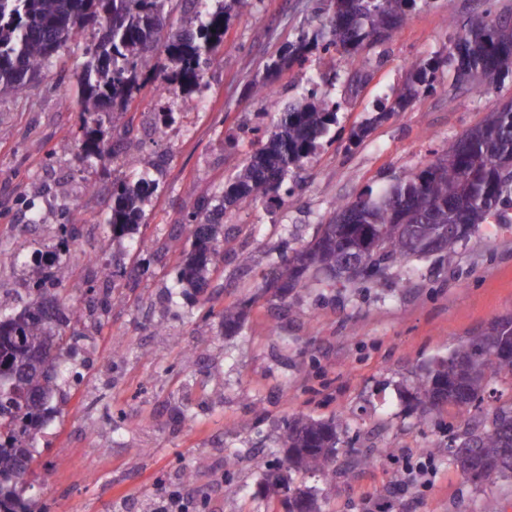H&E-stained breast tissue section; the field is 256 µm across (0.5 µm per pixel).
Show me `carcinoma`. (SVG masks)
Here are the masks:
<instances>
[{
	"label": "carcinoma",
	"mask_w": 512,
	"mask_h": 512,
	"mask_svg": "<svg viewBox=\"0 0 512 512\" xmlns=\"http://www.w3.org/2000/svg\"><path fill=\"white\" fill-rule=\"evenodd\" d=\"M172 0H0V93L21 95L46 75L50 58L80 37L88 26L106 29L105 37L87 48L78 102L85 128L78 158L102 160L112 155L104 139L101 110L107 106L123 113L137 87L139 73L149 67L153 52L161 49L180 68L183 87L200 91L207 68L219 66L224 36V9L196 11L197 23L163 34L164 7ZM328 15L313 36L301 34L266 67L302 65L311 48H339L352 56L390 38L417 0H327ZM445 60L429 58L412 64L404 88L376 104L377 112L351 131L362 141L373 124L406 107L421 92L435 90L433 73L443 62L453 71L451 87L475 79L483 91L512 74V25L486 18L456 25ZM339 103H329L315 88L305 91L284 109L276 124L250 129L255 149L236 169L220 193L221 210L252 204L281 194L288 173L315 154L339 124ZM512 105L490 111L461 139L448 144L446 155L420 172L398 181L376 199L361 198L338 206L328 224H320L312 240L295 252L263 288L280 297L298 290L346 288L367 276H383L394 266L405 268L406 281L417 269L409 266L415 255L401 232V221L411 215L433 214L443 222L464 225L463 239L482 224L504 223L503 208L512 205ZM155 180L143 174L112 190L107 219L115 236L130 235L141 224L143 206ZM203 204L190 215L192 248L175 267V281L199 291L206 287L210 267L221 255L223 225ZM78 203L65 207L58 242L52 256L62 262L69 251ZM383 233L386 247L372 252L354 278L336 280L325 270L356 253L365 239ZM60 289L51 290L32 274L27 300L17 312H0V512H32L25 498L33 460L30 440L43 425L47 402L59 392L65 329L69 319ZM512 316L493 320L456 347L438 367L422 376L414 400L423 407L446 404L468 415L462 434L448 446V460L469 482L490 480L485 469L495 464L493 478L512 477V405L476 413L483 401L485 381L491 374L512 377ZM337 425L310 417L288 421L287 456L276 465L272 484L288 491V512H320L313 494L293 486L292 473L326 475L335 462Z\"/></svg>",
	"instance_id": "cac0c4a2"
}]
</instances>
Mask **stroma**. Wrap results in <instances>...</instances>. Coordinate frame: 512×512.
Returning a JSON list of instances; mask_svg holds the SVG:
<instances>
[{
  "instance_id": "stroma-1",
  "label": "stroma",
  "mask_w": 512,
  "mask_h": 512,
  "mask_svg": "<svg viewBox=\"0 0 512 512\" xmlns=\"http://www.w3.org/2000/svg\"><path fill=\"white\" fill-rule=\"evenodd\" d=\"M487 14L512 23V0H429L372 49L350 58L313 50L304 66L270 75L267 63L322 16L316 0H256L229 14L224 61L204 73L203 95L183 91L175 65L157 52L127 114L106 128L112 157L90 164L76 158L84 140L76 98L97 29L68 43L24 95L0 94V308L18 310L27 296L30 273L19 253L53 248L64 205L75 200L81 209L62 268L45 271L70 300V329L83 339L69 346L76 375L61 382L37 435L26 492L33 512H128L132 502L154 512L185 468L196 471L209 512H285L269 473L286 455V421L300 416L347 426L336 474L295 477L324 512H360L367 495L387 512H512V478L477 487L449 464V429L461 424L456 408L410 398L426 364L512 315V208L497 233L476 229L441 262L418 260L421 276L410 285L392 273L377 285L303 290L285 300L261 289L335 217L338 203L419 172L489 111L512 103L511 77L480 95L465 84L451 92L443 66L435 93L390 114L361 143L348 142L377 99L400 90L410 64L447 56L454 20ZM261 77L282 105L317 84L339 103L341 132L289 173L291 193L281 203L225 211L224 255L207 288L196 303L169 305L174 267L191 247L186 217L215 201L247 157L244 130L270 121L252 90ZM168 107L177 122L153 136L147 118ZM141 171L156 181L145 225L135 236H112V188ZM30 201L40 222L23 230L17 218ZM105 268L123 298L93 312L88 290L103 289ZM229 305L245 320L228 336L220 315ZM185 411L194 417L188 426ZM388 448L433 456L437 478L424 496L395 489ZM366 454L372 464L357 465ZM219 468L232 472L239 495L215 482Z\"/></svg>"
}]
</instances>
